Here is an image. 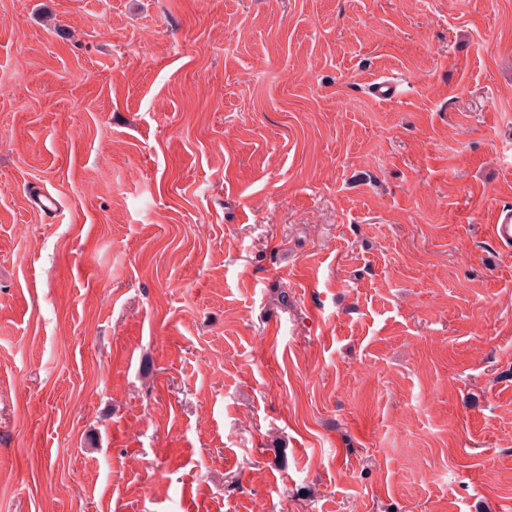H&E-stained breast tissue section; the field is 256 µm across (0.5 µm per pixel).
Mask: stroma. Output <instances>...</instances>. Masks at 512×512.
Returning a JSON list of instances; mask_svg holds the SVG:
<instances>
[{
    "label": "stroma",
    "instance_id": "obj_1",
    "mask_svg": "<svg viewBox=\"0 0 512 512\" xmlns=\"http://www.w3.org/2000/svg\"><path fill=\"white\" fill-rule=\"evenodd\" d=\"M2 85L0 512H512V0H0ZM491 240L500 248H512V206H499L487 225Z\"/></svg>",
    "mask_w": 512,
    "mask_h": 512
}]
</instances>
